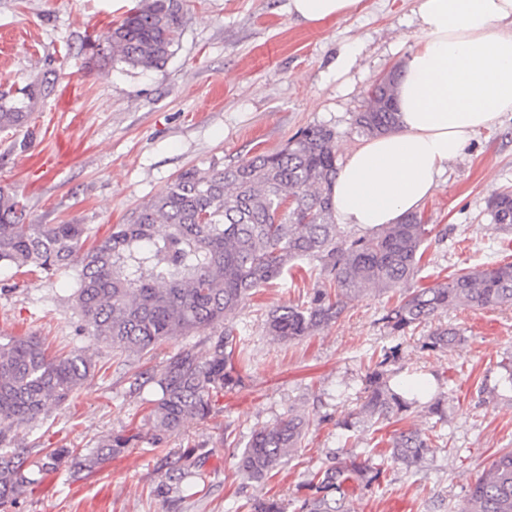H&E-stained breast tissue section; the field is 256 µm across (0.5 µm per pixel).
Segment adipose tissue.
I'll return each mask as SVG.
<instances>
[{"mask_svg": "<svg viewBox=\"0 0 512 512\" xmlns=\"http://www.w3.org/2000/svg\"><path fill=\"white\" fill-rule=\"evenodd\" d=\"M359 0H289L299 21ZM419 34L397 87L400 129L351 150L333 188L337 223L359 230L418 210L475 133L512 112V0H417Z\"/></svg>", "mask_w": 512, "mask_h": 512, "instance_id": "obj_1", "label": "adipose tissue"}]
</instances>
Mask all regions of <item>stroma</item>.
<instances>
[{
	"mask_svg": "<svg viewBox=\"0 0 512 512\" xmlns=\"http://www.w3.org/2000/svg\"><path fill=\"white\" fill-rule=\"evenodd\" d=\"M137 0H0V91L65 72L62 92L40 98L28 125L0 132V189L27 205L30 224H83L107 230L142 204L166 192L183 170L224 169L281 149L304 128L336 129L337 154L365 137L353 127L368 88L392 67L404 65L416 40V0H361L357 10L306 24L288 0H182L183 30L160 69L144 73L93 56L90 36L122 20ZM353 62L337 74L336 61ZM512 189V112L478 132L449 161L433 194L420 207L427 223L447 228L431 245L413 287H425L457 270L492 261L512 262V232L495 229L488 198ZM63 274L0 271V333L40 336L51 350L84 349L96 368L92 380L62 406L20 431L16 447L38 459L42 449L92 448L112 433L139 426L145 409L130 385L137 367H159L183 344L162 343L150 356L119 364L111 342L91 336L74 310ZM318 276L274 281L241 308L231 324L246 338L245 386L225 391L215 414L190 425L166 447L146 441L92 475L63 469L4 512H167L152 490L165 449L200 444L210 449L209 489L183 512H234L252 495L282 498L297 512L307 472L336 450V422L354 408L374 351L399 346L398 377L432 381L444 393L448 449L423 468L386 462L379 487L353 496L351 512H453L474 475L512 448V392L488 390L512 355V308L461 307L442 315L464 341L453 350H422L430 325L404 339L389 335L381 318L391 294L370 293L316 335L282 344L264 328L270 308L306 301ZM347 384L335 396L338 384ZM312 412L297 459L263 484L236 471L231 431L247 443L290 407Z\"/></svg>",
	"mask_w": 512,
	"mask_h": 512,
	"instance_id": "obj_1",
	"label": "stroma"
}]
</instances>
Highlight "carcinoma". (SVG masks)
<instances>
[{
	"label": "carcinoma",
	"instance_id": "obj_1",
	"mask_svg": "<svg viewBox=\"0 0 512 512\" xmlns=\"http://www.w3.org/2000/svg\"><path fill=\"white\" fill-rule=\"evenodd\" d=\"M180 0H140L122 21L86 46L92 53L141 72L162 67L182 34ZM393 73L366 92V106L353 117L366 136L391 133L399 126ZM60 86V76L0 92V131L27 125L31 104ZM336 130L308 127L280 150L259 154L222 170L189 168L165 194L144 203L125 224L91 236L84 224H26L25 204L0 190V269L33 265L65 274L74 288L75 308L85 330L112 342L120 356L141 357L158 343L191 336L217 324L269 282L305 271L315 263L321 286L308 301L277 305L265 322L268 335L291 342L336 323L350 302L368 291L386 293L412 281L425 244L442 242L416 213L395 224L355 237L336 223L332 204L338 173ZM495 228H512V191L487 200ZM512 306V263L465 268L444 281L407 288L382 317L393 336H404L451 309ZM464 341L452 325H438L424 341L430 351H445ZM244 337L231 325L204 341L206 352L186 344L161 369L136 374L131 392H147L151 444L159 447L183 434L191 423L209 419L224 390L244 385ZM399 346L381 349L362 378V391L350 417L336 421L343 444L312 470L299 512H350L356 492L380 483L383 464L348 447L357 424L374 428L421 405L436 421L426 429L396 431L382 456L407 468L441 449L445 414L441 399L423 404L428 385L421 378L390 384V366ZM94 375L92 360L80 348L55 355L38 336H0V507L63 467L87 475L122 455L141 439L122 431L94 448H52L29 461L23 448L8 450L19 430L39 421L53 405L65 403ZM310 418L290 410L252 433L236 456L246 480L261 483L289 463L308 435ZM210 451L195 445L168 451L158 460L162 479L153 493L178 510L207 486ZM237 512H286L284 501L252 496ZM461 512H512V450L496 457L469 486Z\"/></svg>",
	"mask_w": 512,
	"mask_h": 512
}]
</instances>
